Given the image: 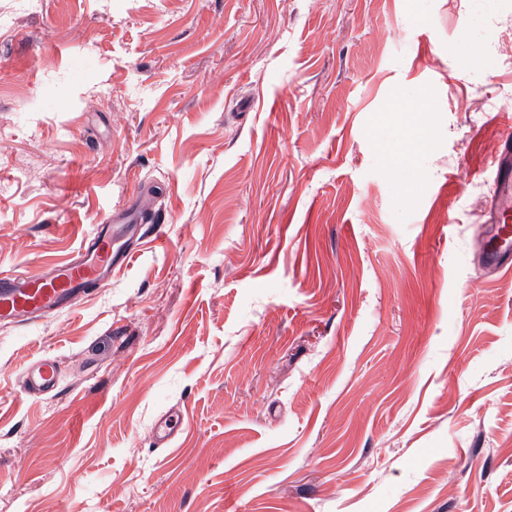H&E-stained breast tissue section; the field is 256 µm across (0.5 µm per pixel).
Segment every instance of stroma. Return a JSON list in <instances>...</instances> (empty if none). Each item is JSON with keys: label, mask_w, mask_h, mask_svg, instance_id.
<instances>
[{"label": "stroma", "mask_w": 512, "mask_h": 512, "mask_svg": "<svg viewBox=\"0 0 512 512\" xmlns=\"http://www.w3.org/2000/svg\"><path fill=\"white\" fill-rule=\"evenodd\" d=\"M480 15L512 0H0V271L165 212L73 310L0 324V512H512ZM60 373L56 359L44 357L28 365L24 373L23 386L32 395H47L57 391ZM178 429L179 422L174 412L161 416L151 432L152 445L156 448H167L175 438Z\"/></svg>", "instance_id": "stroma-1"}]
</instances>
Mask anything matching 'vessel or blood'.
Segmentation results:
<instances>
[{"mask_svg": "<svg viewBox=\"0 0 512 512\" xmlns=\"http://www.w3.org/2000/svg\"><path fill=\"white\" fill-rule=\"evenodd\" d=\"M495 187L488 202V231L483 250L487 266L504 269L512 266V133H504L493 158ZM131 249L118 244L112 234L111 219L93 225L82 248L54 264L42 274L0 272V323L25 327L36 320L72 310L73 301L87 288L103 287L112 280L114 266L124 264ZM60 373L56 359L44 357L28 365L23 386L32 395L57 391ZM179 422L175 413L161 416L151 440L154 447L171 444Z\"/></svg>", "mask_w": 512, "mask_h": 512, "instance_id": "1", "label": "vessel or blood"}]
</instances>
